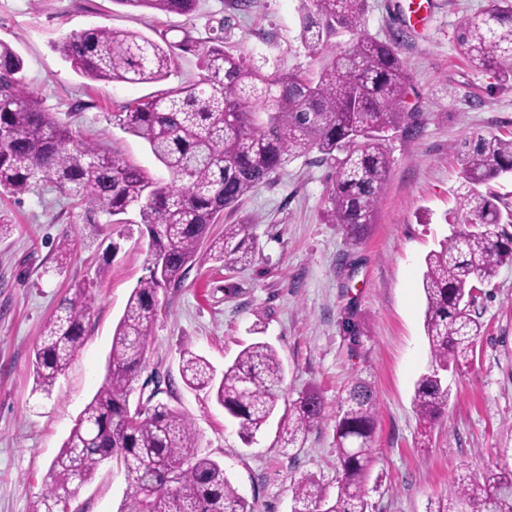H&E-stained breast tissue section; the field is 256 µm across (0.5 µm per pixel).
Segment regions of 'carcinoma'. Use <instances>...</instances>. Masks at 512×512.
Masks as SVG:
<instances>
[{
	"label": "carcinoma",
	"mask_w": 512,
	"mask_h": 512,
	"mask_svg": "<svg viewBox=\"0 0 512 512\" xmlns=\"http://www.w3.org/2000/svg\"><path fill=\"white\" fill-rule=\"evenodd\" d=\"M131 8L188 15L197 0H113ZM367 0H310L301 17V40L315 52L342 32L350 43L334 48L315 77L301 72L265 75L224 49V37L200 44L187 30L171 40L105 26L73 32L54 45L82 76L106 82L159 83L177 58L199 56L201 75L121 107L123 130L142 140L172 175L171 185L153 182L144 171L62 125L27 90L24 63L0 42V195L25 194L46 184L77 201L86 223L137 208L152 253L148 274L130 293L112 334L104 383L82 410L53 460L48 482L32 512H78L73 496L107 460L123 465L130 492L120 512H252L225 475L221 463L200 450L189 419L164 401L175 382L141 375L158 313V291L180 283L199 258V245L227 209H235L253 188L292 157L313 150L336 166L328 217L353 241L365 236L390 173L385 133L415 123L418 114L402 109L408 73L396 43L361 30ZM469 64L512 82V6L488 0L481 15L465 21L457 35ZM465 175L459 194L462 224L425 257L422 290L424 333L430 367L415 384L420 423L418 444L431 443L444 415L450 389L444 372L473 360L482 324L474 311L476 286L512 264V233L505 227L498 198L477 186L512 173V135L476 133L458 149ZM78 242L65 235L57 263L71 258ZM254 242L247 225L226 224L211 239L208 258L235 268L251 262ZM94 299L85 284L74 286L44 326L32 361L36 388L50 394L85 342V322ZM182 382L208 390L250 442L278 407L285 368L277 350L254 342L216 377L203 356L186 349L180 356ZM139 390L143 411L129 396ZM315 394L292 404L282 440L298 448L323 419ZM376 398L357 378L336 415V447L341 476L336 497L308 478L293 482L292 512H367L364 484L372 461ZM512 512V468L464 474L426 512Z\"/></svg>",
	"instance_id": "carcinoma-1"
}]
</instances>
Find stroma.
<instances>
[{"mask_svg": "<svg viewBox=\"0 0 512 512\" xmlns=\"http://www.w3.org/2000/svg\"><path fill=\"white\" fill-rule=\"evenodd\" d=\"M409 0H367L361 29L397 40L409 74L406 111L416 126L390 131L391 170L367 236L353 242L326 211L336 168L313 152L288 160L225 214L210 233L244 224L254 241L251 265L191 264L181 283L158 293L147 370L178 377L189 349L223 370L249 343L275 347L286 368L273 416L251 443L214 398L177 385L171 400L194 424L204 452L224 464L253 512H291L292 483L306 477L328 495L340 479L336 414L352 381L376 394L377 423L366 480L369 512H426L430 500L465 468H512V266L482 284L475 311L483 324L468 368L447 375L451 398L430 447L417 445L414 384L430 362L423 332V259L457 229L456 194L464 178L458 144L472 133L512 132V83L472 68L456 38L488 0H431L425 25L405 19ZM304 0H256L250 12L232 0H198L191 15L131 10L113 0H0V41L24 60L27 88L61 123L167 184L166 168L114 116L155 92L152 84L95 81L77 74L53 48L73 31L107 26L155 36L184 28L207 42L224 27V47L264 74L317 72L300 39ZM72 198L43 185L0 196V512H31L48 471L85 404L101 386L132 289L147 273L149 236L136 210L120 221L84 224ZM78 248L57 266L63 235ZM93 283L86 341L51 394L35 389L32 358L43 324ZM318 393L325 418L302 447H283L280 414ZM129 490L115 462H104L75 497L82 512H118Z\"/></svg>", "mask_w": 512, "mask_h": 512, "instance_id": "obj_1", "label": "stroma"}]
</instances>
